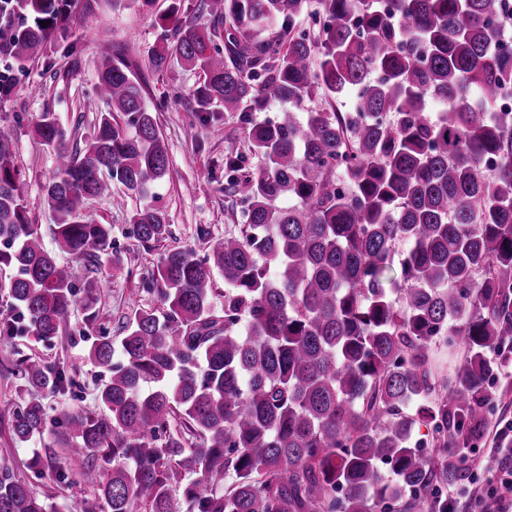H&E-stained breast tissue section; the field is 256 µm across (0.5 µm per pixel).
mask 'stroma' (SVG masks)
Listing matches in <instances>:
<instances>
[{
    "instance_id": "stroma-1",
    "label": "stroma",
    "mask_w": 512,
    "mask_h": 512,
    "mask_svg": "<svg viewBox=\"0 0 512 512\" xmlns=\"http://www.w3.org/2000/svg\"><path fill=\"white\" fill-rule=\"evenodd\" d=\"M196 4L197 0H76L64 37L48 39L37 57L16 70L12 94L0 100V120L14 128L22 202L50 250L55 247V216L44 203L42 187L54 176L57 158L35 137L33 126L42 113H53L70 146L85 147L100 112L107 109L95 90L102 54L128 63L141 82L169 156V172L156 188L154 202L167 214L170 236L146 247L128 235V216L144 200L123 186L89 198L87 214L112 227L115 262L93 266L61 252L56 259L73 268L76 282L107 279L106 292L90 310L84 295H76L66 328L52 339L39 340L22 332L0 337V474L7 472L25 482L45 499L49 512H67L72 499L91 497L93 490L79 479L84 460L72 456L54 435L47 433L25 444L12 441L11 412L29 397L16 372L17 361L34 356L74 375L76 386L46 397L55 412H101L97 395L106 374L85 359L91 334L101 327L113 341H120L122 327L134 310H161L149 284L160 253L179 248L202 252L208 239L238 233L244 196L225 193L224 156L243 155L249 171L259 165L236 113L219 109L195 117L189 112L190 95L201 81L199 71L176 60L159 71L150 66L164 35L176 25L202 21ZM91 312L96 320L90 325L86 317ZM487 391V428L473 445L476 457L488 466L496 425L512 422V357L504 361ZM37 457L43 461L39 469L31 466Z\"/></svg>"
}]
</instances>
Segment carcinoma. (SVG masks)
Segmentation results:
<instances>
[{
	"label": "carcinoma",
	"mask_w": 512,
	"mask_h": 512,
	"mask_svg": "<svg viewBox=\"0 0 512 512\" xmlns=\"http://www.w3.org/2000/svg\"><path fill=\"white\" fill-rule=\"evenodd\" d=\"M73 4L0 0V59H33ZM318 4L200 0L214 24L165 35L153 55L156 69L175 57L202 74L194 111L238 113L260 166L243 177L244 158L224 155L226 189L245 187L240 233L201 256L159 258L151 283L164 310L135 312L122 360L109 336L88 347L109 372L107 414L59 419L34 396L13 411V440L53 431L87 462L80 479L97 502L76 498L69 512H175L189 475L187 512H448L445 489L467 476L461 437L484 434L493 356L512 350V110L498 106L512 84V0ZM304 15L313 36L296 25ZM96 89L108 109L84 150L50 113L35 125L64 159L43 198L58 248L78 261L114 256L111 225L84 212L86 199L114 183L146 196L169 166L128 66L103 55ZM313 98L325 106L297 112ZM274 101V119L256 117ZM12 136L0 124V290L24 330L51 339L77 290L92 304L103 282L76 286L42 247ZM285 197L292 205L277 206ZM128 224L144 246L169 235L150 203ZM399 246L402 288L388 277ZM438 345L467 351L452 381L433 368ZM17 373L27 390L73 382L32 358ZM0 512L47 509L4 474Z\"/></svg>",
	"instance_id": "obj_1"
}]
</instances>
